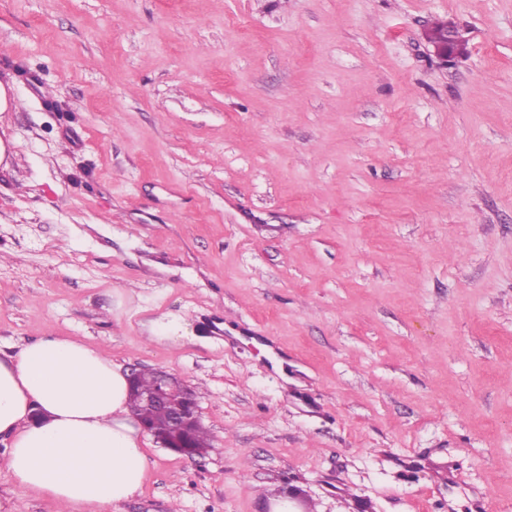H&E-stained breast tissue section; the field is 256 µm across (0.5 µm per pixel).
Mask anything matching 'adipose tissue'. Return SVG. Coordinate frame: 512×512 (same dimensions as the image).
I'll use <instances>...</instances> for the list:
<instances>
[{"label": "adipose tissue", "instance_id": "1", "mask_svg": "<svg viewBox=\"0 0 512 512\" xmlns=\"http://www.w3.org/2000/svg\"><path fill=\"white\" fill-rule=\"evenodd\" d=\"M127 375L103 349L46 336L0 360L7 470L61 512H99L139 492L148 459Z\"/></svg>", "mask_w": 512, "mask_h": 512}]
</instances>
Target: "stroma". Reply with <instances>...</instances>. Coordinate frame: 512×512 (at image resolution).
<instances>
[{"instance_id":"obj_1","label":"stroma","mask_w":512,"mask_h":512,"mask_svg":"<svg viewBox=\"0 0 512 512\" xmlns=\"http://www.w3.org/2000/svg\"><path fill=\"white\" fill-rule=\"evenodd\" d=\"M0 84V358L210 442L106 512H512V0H0ZM451 24L448 22V25ZM463 39V31L459 27L451 25L447 28L444 39L441 42L433 43L428 40V43L432 47L433 55L438 60L448 62V59L454 56V53L451 51L452 48L456 47Z\"/></svg>"}]
</instances>
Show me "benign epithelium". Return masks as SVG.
I'll return each instance as SVG.
<instances>
[{
  "mask_svg": "<svg viewBox=\"0 0 512 512\" xmlns=\"http://www.w3.org/2000/svg\"><path fill=\"white\" fill-rule=\"evenodd\" d=\"M463 41V31L452 25L447 28L444 39L438 43H430L433 55L440 61L446 62L454 56L452 48ZM140 375L134 368L128 374L129 389L134 392L140 402L146 407L164 406L171 409L169 424L166 430H152L146 425L141 428L151 434L162 447L183 457L192 459L200 452L178 443L196 427L201 425L199 408L194 390L179 376L163 369L155 371L156 384L150 391L143 392L136 387Z\"/></svg>",
  "mask_w": 512,
  "mask_h": 512,
  "instance_id": "benign-epithelium-1",
  "label": "benign epithelium"
}]
</instances>
